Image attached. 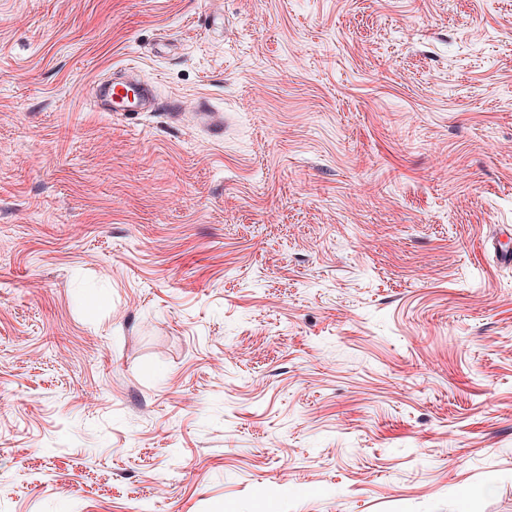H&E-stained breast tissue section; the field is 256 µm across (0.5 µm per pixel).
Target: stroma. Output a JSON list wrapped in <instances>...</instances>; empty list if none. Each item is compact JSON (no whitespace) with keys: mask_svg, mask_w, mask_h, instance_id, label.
Instances as JSON below:
<instances>
[{"mask_svg":"<svg viewBox=\"0 0 512 512\" xmlns=\"http://www.w3.org/2000/svg\"><path fill=\"white\" fill-rule=\"evenodd\" d=\"M509 225L512 0H0V512H512ZM127 69H124L123 74ZM115 75L106 89L103 112L135 111L153 112L155 102L150 90L130 80L127 76ZM194 112H197V118L202 120L216 137L223 134L224 123L222 116L212 110L207 99L200 98Z\"/></svg>","mask_w":512,"mask_h":512,"instance_id":"1","label":"stroma"}]
</instances>
